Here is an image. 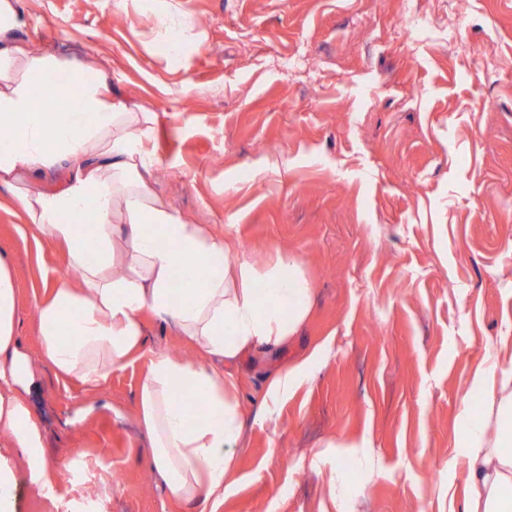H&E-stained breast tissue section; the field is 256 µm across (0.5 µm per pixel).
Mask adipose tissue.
Listing matches in <instances>:
<instances>
[{
  "label": "adipose tissue",
  "mask_w": 512,
  "mask_h": 512,
  "mask_svg": "<svg viewBox=\"0 0 512 512\" xmlns=\"http://www.w3.org/2000/svg\"><path fill=\"white\" fill-rule=\"evenodd\" d=\"M21 25L18 0H0V186L26 215L20 233L68 255L67 272L36 307L41 356L57 377L89 390L134 356L147 357L137 421L151 440L153 471L170 497L218 512L242 436L236 384L222 365L295 336L313 285L295 257L279 255L263 269L231 259L226 238L159 202L149 181L154 114L113 102L103 61L74 66L30 51L17 40ZM58 73L75 107L52 117L36 102L53 103ZM35 74L46 79L39 96ZM52 169L67 178L43 187L38 178ZM16 304L12 261L0 253V447L20 449L32 483L44 488L62 473L48 467L23 397L35 373L16 340ZM147 312L171 323L199 361L147 352ZM469 387L488 401L483 412L460 413L459 458L448 463H466L457 512H512V365L488 358ZM195 406L200 415H191Z\"/></svg>",
  "instance_id": "1"
}]
</instances>
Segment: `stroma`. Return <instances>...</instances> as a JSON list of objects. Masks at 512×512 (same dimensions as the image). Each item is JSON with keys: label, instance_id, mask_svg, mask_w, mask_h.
<instances>
[{"label": "stroma", "instance_id": "obj_1", "mask_svg": "<svg viewBox=\"0 0 512 512\" xmlns=\"http://www.w3.org/2000/svg\"><path fill=\"white\" fill-rule=\"evenodd\" d=\"M21 41L72 63L95 54L112 94L156 116L160 201L229 234L260 266L296 257L315 288L287 344L227 364L244 419L219 512H450L468 379L486 350L512 360V0H19ZM421 27L400 30L405 11ZM186 28L166 50L160 19ZM476 53L457 55L449 32ZM497 66L485 69L481 49ZM314 58L313 69L289 63ZM0 187V251L13 257L16 336L37 377L25 400L48 466L38 495L16 448L14 512H197L152 477L136 422L146 359L88 392L40 357L36 304L63 248L23 242ZM322 348L314 380L272 419L269 379ZM365 442L373 472L355 465ZM84 461L88 480L69 473Z\"/></svg>", "mask_w": 512, "mask_h": 512}]
</instances>
